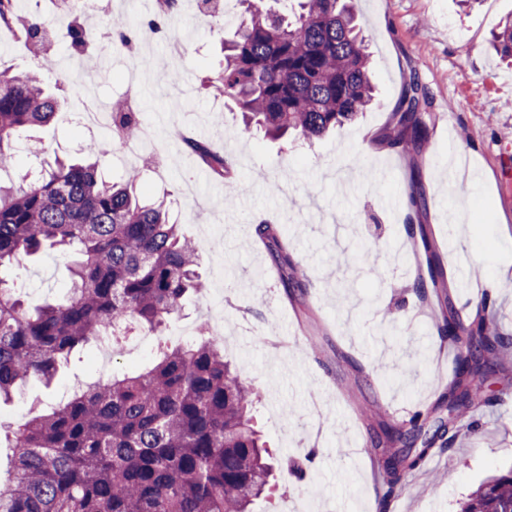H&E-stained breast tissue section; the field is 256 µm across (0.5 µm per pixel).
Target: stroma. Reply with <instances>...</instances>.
<instances>
[{"instance_id": "obj_1", "label": "stroma", "mask_w": 512, "mask_h": 512, "mask_svg": "<svg viewBox=\"0 0 512 512\" xmlns=\"http://www.w3.org/2000/svg\"><path fill=\"white\" fill-rule=\"evenodd\" d=\"M178 3L171 27L192 34L179 56L170 53L167 33L148 28L155 15L149 0H108L70 15L55 0H17L20 17L48 24L38 56L0 28V69L41 71L60 100L50 124L18 137L13 175L80 156L93 141L107 150L106 179L141 167V157L126 159L117 142L76 117L91 99L106 108L137 98L157 133L142 149L155 163L136 192L166 201L199 248L205 282L164 335L122 337L109 369L97 364L92 343L73 352L51 382L30 378L0 403V427L57 407L78 383L146 370L161 345L193 340L206 323L223 334L225 359L259 392L255 414L278 468L252 512H376L381 478L356 403L379 401L380 421L401 425L432 405L455 363L413 289L419 258L407 226L421 217L409 205V157L380 137L409 72H417L435 115L419 157L428 179L421 219L442 245L457 211L465 212L468 233L443 255L451 299L461 312L486 305L500 331L512 334V64L489 48L493 33L512 20V0H480L466 12L455 0H354L377 97L353 122L311 144L241 133L237 109L202 84L223 63L229 31L204 17L197 0ZM73 22L96 38L118 25L136 34L139 78H131L121 54L77 55L68 37ZM174 73L188 94H177ZM195 129L232 162V180L213 175L186 149L181 134ZM264 220L278 224L309 276L301 300L289 301L268 251L252 240L254 224ZM74 260L58 249L26 258L12 274L24 303L60 298ZM351 358L363 374L350 371ZM472 393L493 407L441 412L454 437L407 476L391 512H459L482 483L512 469V356L482 375ZM297 463L306 464L305 478L291 472Z\"/></svg>"}]
</instances>
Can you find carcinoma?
<instances>
[{"label":"carcinoma","instance_id":"obj_1","mask_svg":"<svg viewBox=\"0 0 512 512\" xmlns=\"http://www.w3.org/2000/svg\"><path fill=\"white\" fill-rule=\"evenodd\" d=\"M285 19L268 0H248L250 19L235 25L224 42V68L205 85L244 113L251 126L277 138L292 130L311 142L352 121L373 100L369 54L353 12L340 0H299ZM47 31L36 18L24 22L32 48ZM491 46L512 61V23L495 33ZM57 101L43 77L0 71V159H14L13 143L24 129L53 119ZM418 77L409 76L382 142L420 154L429 139L432 113ZM119 140L138 139L141 124L132 112H114ZM218 177L229 164L198 143ZM92 162L43 167L19 184L0 181V268L20 263L48 242L77 254L71 286L54 304L24 307L16 288L0 277V400L34 375L52 380L80 345L114 335L128 324L156 335L177 316L185 300L203 291L198 249L162 204L142 202L126 183L107 181L105 155L86 146ZM410 201L422 212L424 174L410 164ZM422 255L415 287L439 299L435 326L440 343L457 336L475 340L459 351L456 369L431 411L416 413L408 432L419 448H393V431L370 435L373 461L383 473L378 512H390L396 487L419 470L430 451L448 446L439 423L425 439L419 422L450 405L475 409L468 387L479 366L512 352V335L499 331L485 308L461 317L448 296L447 272L427 224L411 225ZM274 265L283 271L289 299L307 292L309 279L290 254V244L271 224L255 227ZM258 399L236 365L224 359V345L205 326L200 339L165 346L151 367L114 374L86 385L65 404L6 433L16 476L0 480V512H251L269 484L270 452L252 418ZM460 512H512V470L483 483Z\"/></svg>","mask_w":512,"mask_h":512}]
</instances>
